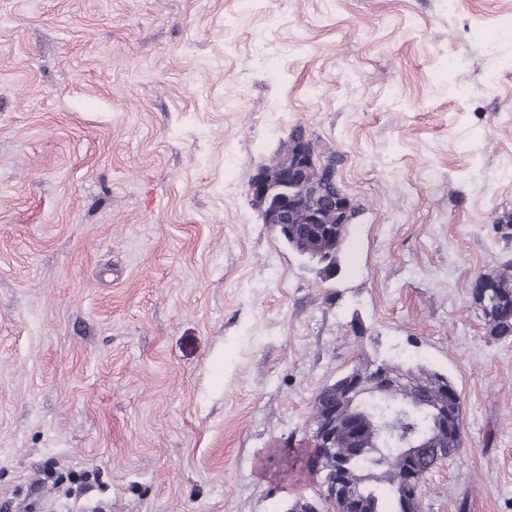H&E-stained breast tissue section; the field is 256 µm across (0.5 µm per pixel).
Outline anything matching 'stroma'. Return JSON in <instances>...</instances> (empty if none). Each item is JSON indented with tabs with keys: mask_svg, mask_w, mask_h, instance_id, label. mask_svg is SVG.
Returning <instances> with one entry per match:
<instances>
[{
	"mask_svg": "<svg viewBox=\"0 0 512 512\" xmlns=\"http://www.w3.org/2000/svg\"><path fill=\"white\" fill-rule=\"evenodd\" d=\"M302 125L360 207L322 280L248 181ZM512 0H0V501L317 503L314 397L371 361L461 399L425 512H512ZM505 257L500 272L481 275L489 281L487 288L472 293L473 300L488 319L491 336L498 338L512 336V258L508 253ZM507 309L509 313H505Z\"/></svg>",
	"mask_w": 512,
	"mask_h": 512,
	"instance_id": "35a3bbf8",
	"label": "stroma"
}]
</instances>
